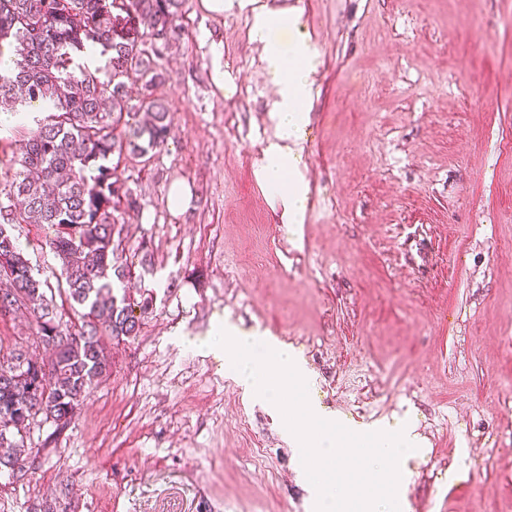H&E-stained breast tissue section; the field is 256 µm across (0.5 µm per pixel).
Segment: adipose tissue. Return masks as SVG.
<instances>
[{
    "label": "adipose tissue",
    "instance_id": "1",
    "mask_svg": "<svg viewBox=\"0 0 512 512\" xmlns=\"http://www.w3.org/2000/svg\"><path fill=\"white\" fill-rule=\"evenodd\" d=\"M202 5L217 15L236 6L252 13L250 38L262 45L265 70L276 89L270 113L275 136L263 147L255 174L272 198L279 200L283 223H303L310 193L291 145L300 139L307 122L312 99L310 75L318 53L302 32L296 11L271 10L264 0H202Z\"/></svg>",
    "mask_w": 512,
    "mask_h": 512
}]
</instances>
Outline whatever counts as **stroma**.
Here are the masks:
<instances>
[{
	"label": "stroma",
	"instance_id": "obj_1",
	"mask_svg": "<svg viewBox=\"0 0 512 512\" xmlns=\"http://www.w3.org/2000/svg\"><path fill=\"white\" fill-rule=\"evenodd\" d=\"M267 2L319 55L304 223L254 175L274 87L250 12L185 0L153 90L169 135L119 167L124 286L152 303L68 425L32 422L0 512H311L281 413L188 346L219 319L299 352L341 424H414L409 512H512V0ZM11 232L62 303L53 228Z\"/></svg>",
	"mask_w": 512,
	"mask_h": 512
}]
</instances>
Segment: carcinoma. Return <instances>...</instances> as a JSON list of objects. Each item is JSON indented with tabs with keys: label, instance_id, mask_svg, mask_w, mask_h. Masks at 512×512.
I'll return each instance as SVG.
<instances>
[{
	"label": "carcinoma",
	"instance_id": "cac0c4a2",
	"mask_svg": "<svg viewBox=\"0 0 512 512\" xmlns=\"http://www.w3.org/2000/svg\"><path fill=\"white\" fill-rule=\"evenodd\" d=\"M184 0H0V54L14 49L12 69L0 70V112L34 106L44 117L23 139L20 166L0 201V228L47 224L51 250L61 262L67 295L80 307L63 324L17 241L0 237V255L12 276L0 304L27 313L35 337L52 347L54 371L22 346L0 349V472L22 464L17 435L42 415L67 425L110 366L108 341L139 330L136 305L115 294L126 275L114 235L120 201L136 206L114 160H149L167 139L170 120L152 88L163 79L158 63L179 40ZM163 42L152 44L153 32ZM141 83L138 110L129 106L128 82Z\"/></svg>",
	"mask_w": 512,
	"mask_h": 512
}]
</instances>
